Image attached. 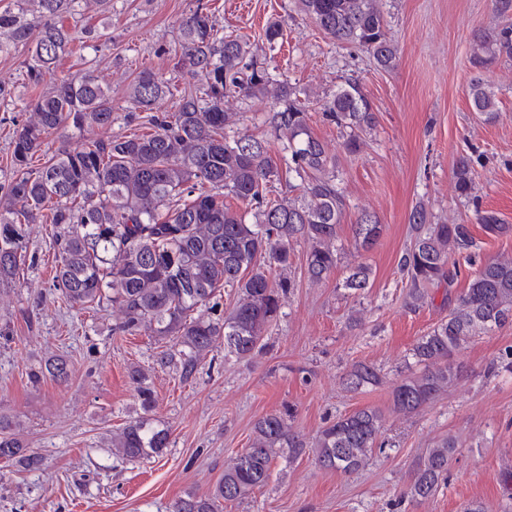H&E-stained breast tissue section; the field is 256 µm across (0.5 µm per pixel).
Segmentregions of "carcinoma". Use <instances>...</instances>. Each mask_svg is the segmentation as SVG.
Listing matches in <instances>:
<instances>
[{
	"mask_svg": "<svg viewBox=\"0 0 512 512\" xmlns=\"http://www.w3.org/2000/svg\"><path fill=\"white\" fill-rule=\"evenodd\" d=\"M85 2L100 12L112 0H15L17 9L0 11V52L28 48L25 76L48 91L33 98L28 118L13 131V176L0 184V285L16 282L29 257V226L51 224L57 262L55 288L72 306L112 304L119 319L115 331L145 334L162 349L154 366L181 381L195 377L202 359L224 339V353L251 357L277 319L294 288L287 277L291 245L309 243L306 274L318 283L339 260L337 227L346 199L340 187L338 156L330 154L309 125L307 104L293 85L272 77L259 48L241 36L221 33L203 4L180 25L181 56L177 67L192 83L183 88L176 111L149 117L144 134L94 138L90 133L112 126V96L88 68L54 77L59 58L74 49L75 37L62 19ZM299 9L325 34L341 44L365 49L377 65L396 64L397 47L388 37L381 0H298ZM496 22L480 31L471 64L481 72L498 61H512V0H492ZM170 93L166 80L150 70L130 83L127 97L136 112L153 110ZM272 100L271 128L287 143L285 168L272 159L268 142L253 135L229 138L231 99ZM472 108L485 122L497 118L493 88L476 76L469 86ZM326 119L343 137L345 155H357L376 123L373 107L359 81L347 79L324 104ZM88 134L73 149L47 155L49 136L59 130ZM45 156L34 169L35 155ZM297 177L295 186L291 179ZM300 194L270 197L275 185ZM454 192L464 200L475 193L474 170L467 157L454 170ZM485 234L508 236L512 225L489 211L475 210ZM254 222H247V216ZM413 242L399 260L407 281L406 305L418 307L431 290L450 285L459 268L448 267V255L469 259L476 241L468 224H434L427 209L409 215ZM358 247L368 250L382 225L364 211L354 225ZM371 268L357 262L342 288L359 296L370 286ZM233 292L227 314L218 312L221 289ZM512 323V260L479 266L448 315L413 348L419 373L401 379L391 393V408L410 416L434 400L457 379L451 358L474 337ZM50 376L68 379L66 362L49 358L31 369L39 383ZM130 380L148 412L155 403L148 373L139 367ZM343 383L351 391L382 383L380 371L357 363ZM292 411L268 414L254 423L249 448L224 469L208 496L189 494L170 512H224V503L248 498L268 481L274 462L290 466L313 454L319 467L343 474L366 466L380 441L382 413L364 407L339 415L310 443L295 431ZM170 444V432L149 417H137L112 434V454L127 461L159 457ZM456 442L449 437L419 459L407 495L429 499L448 477ZM0 459L35 472L44 458L26 447L17 424L0 416Z\"/></svg>",
	"mask_w": 512,
	"mask_h": 512,
	"instance_id": "1",
	"label": "carcinoma"
}]
</instances>
